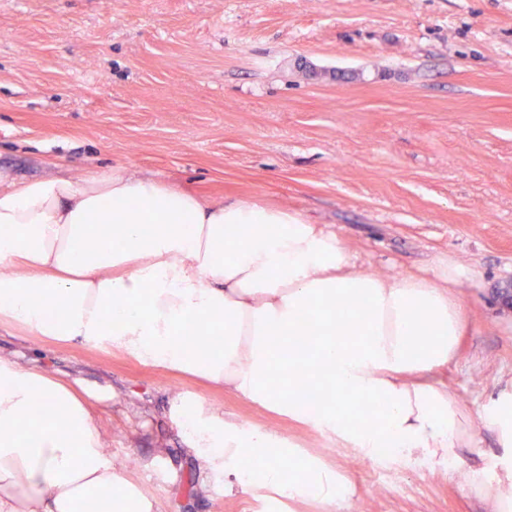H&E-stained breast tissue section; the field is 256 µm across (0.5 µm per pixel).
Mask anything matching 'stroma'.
I'll return each instance as SVG.
<instances>
[{
  "instance_id": "1",
  "label": "stroma",
  "mask_w": 512,
  "mask_h": 512,
  "mask_svg": "<svg viewBox=\"0 0 512 512\" xmlns=\"http://www.w3.org/2000/svg\"><path fill=\"white\" fill-rule=\"evenodd\" d=\"M112 169L298 212L384 275L464 267L470 328L436 378L474 414L512 387V0H0V172ZM0 358L78 380L160 512H319L196 493L173 389L347 472L330 512H484L447 465L345 454L194 375L4 325ZM459 454L493 485L512 450L479 426Z\"/></svg>"
}]
</instances>
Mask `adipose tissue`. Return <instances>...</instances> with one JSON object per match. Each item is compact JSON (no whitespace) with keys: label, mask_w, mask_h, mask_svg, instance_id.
<instances>
[{"label":"adipose tissue","mask_w":512,"mask_h":512,"mask_svg":"<svg viewBox=\"0 0 512 512\" xmlns=\"http://www.w3.org/2000/svg\"><path fill=\"white\" fill-rule=\"evenodd\" d=\"M461 276L455 265L439 282L362 270L335 232L298 213L208 203L154 179L0 175V323L200 375L368 457L463 469L467 412L433 378L457 358L467 329L454 290ZM197 322L211 341L192 359L185 334ZM303 334L313 345L305 360L294 354ZM276 363L285 376L275 392ZM314 383L331 388L330 403L296 400ZM362 402L378 404L372 420L353 419ZM169 414L200 487L223 476L228 498L259 470L277 484L278 462L297 454L261 428L225 422L202 397L172 394ZM304 492L331 505L354 487L318 468ZM102 502L103 512H157L121 476L74 384L0 359V512H102Z\"/></svg>","instance_id":"obj_1"}]
</instances>
